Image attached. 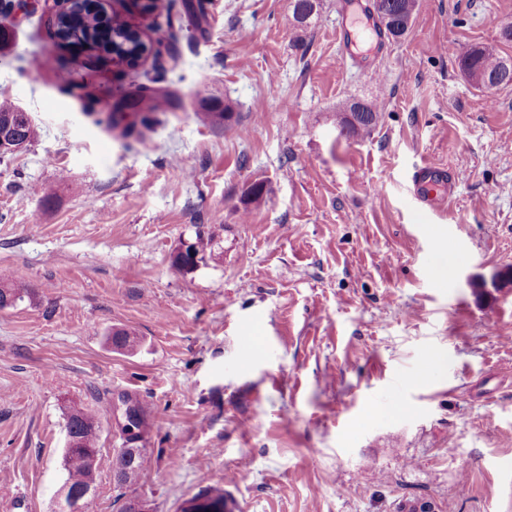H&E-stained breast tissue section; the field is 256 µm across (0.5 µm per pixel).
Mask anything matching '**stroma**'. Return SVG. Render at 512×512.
<instances>
[{
    "instance_id": "35a3bbf8",
    "label": "stroma",
    "mask_w": 512,
    "mask_h": 512,
    "mask_svg": "<svg viewBox=\"0 0 512 512\" xmlns=\"http://www.w3.org/2000/svg\"><path fill=\"white\" fill-rule=\"evenodd\" d=\"M314 2L301 23L294 0L150 17L102 0L142 31L171 24L133 67L17 9L0 99L39 136L0 159V282L29 290L0 310V512H55L74 408L100 414L88 512H114L126 393L150 410L136 493L153 512L208 488L238 512H512V283L493 281L512 272V86L458 65L473 46L512 57V0H418L366 67L341 52L336 0ZM144 87L174 100L141 142L109 116ZM211 98L229 122L202 119ZM355 100L379 119L345 137ZM425 165L457 176L451 202L413 196ZM199 232L211 254L178 269ZM114 329L137 350L114 351Z\"/></svg>"
}]
</instances>
